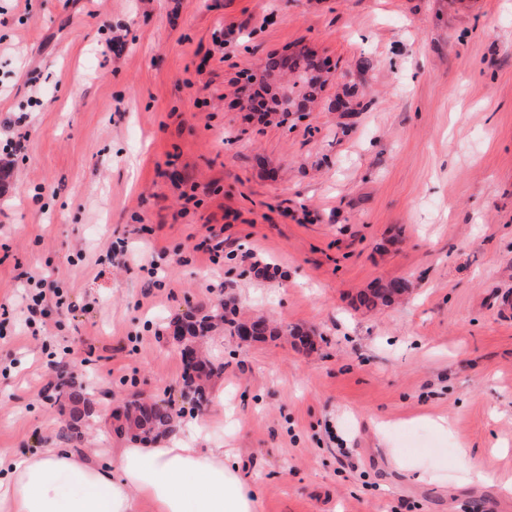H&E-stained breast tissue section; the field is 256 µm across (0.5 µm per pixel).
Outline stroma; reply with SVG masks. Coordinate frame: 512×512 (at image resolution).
Segmentation results:
<instances>
[{"mask_svg":"<svg viewBox=\"0 0 512 512\" xmlns=\"http://www.w3.org/2000/svg\"><path fill=\"white\" fill-rule=\"evenodd\" d=\"M299 52L323 69L312 102L239 106ZM21 115L0 176V448L63 445L60 369L94 394L87 454L124 446L105 420L128 400L193 413L169 327L230 300L311 339L203 344L224 375L199 445L237 454L257 512H512V0H0V144ZM215 234L217 265L196 249ZM119 238L111 265L76 263ZM153 250L160 287L130 258ZM31 276L89 310L32 334L12 313ZM395 278L401 300L355 308Z\"/></svg>","mask_w":512,"mask_h":512,"instance_id":"obj_1","label":"stroma"}]
</instances>
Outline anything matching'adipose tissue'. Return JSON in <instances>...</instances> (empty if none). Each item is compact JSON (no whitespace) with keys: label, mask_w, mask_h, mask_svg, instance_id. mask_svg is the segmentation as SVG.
Listing matches in <instances>:
<instances>
[{"label":"adipose tissue","mask_w":512,"mask_h":512,"mask_svg":"<svg viewBox=\"0 0 512 512\" xmlns=\"http://www.w3.org/2000/svg\"><path fill=\"white\" fill-rule=\"evenodd\" d=\"M0 512H256L257 492L229 452L180 435L82 455L0 448Z\"/></svg>","instance_id":"1"}]
</instances>
